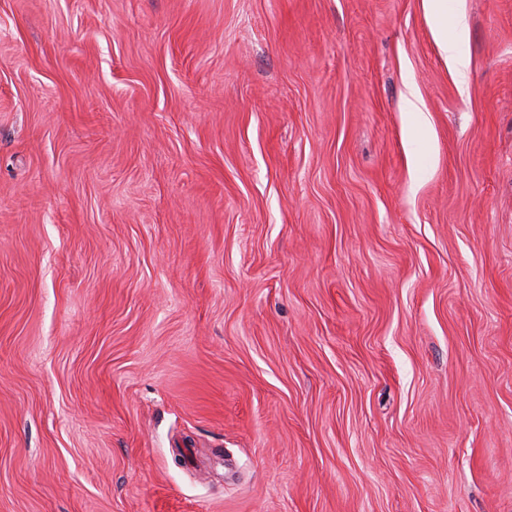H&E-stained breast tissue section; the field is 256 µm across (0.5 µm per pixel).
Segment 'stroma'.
<instances>
[{"label": "stroma", "mask_w": 512, "mask_h": 512, "mask_svg": "<svg viewBox=\"0 0 512 512\" xmlns=\"http://www.w3.org/2000/svg\"><path fill=\"white\" fill-rule=\"evenodd\" d=\"M448 5L463 86L422 0H0V512H512V0ZM424 8L426 22L448 69L460 79H464L470 61L459 49L465 34L463 15L459 11L449 14L447 0H424Z\"/></svg>", "instance_id": "obj_1"}]
</instances>
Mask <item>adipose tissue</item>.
<instances>
[{"mask_svg": "<svg viewBox=\"0 0 512 512\" xmlns=\"http://www.w3.org/2000/svg\"><path fill=\"white\" fill-rule=\"evenodd\" d=\"M424 8L426 22L449 70L458 77H465L470 61L459 49L465 34L463 15L449 13L448 0H424Z\"/></svg>", "mask_w": 512, "mask_h": 512, "instance_id": "ef3b65f1", "label": "adipose tissue"}]
</instances>
